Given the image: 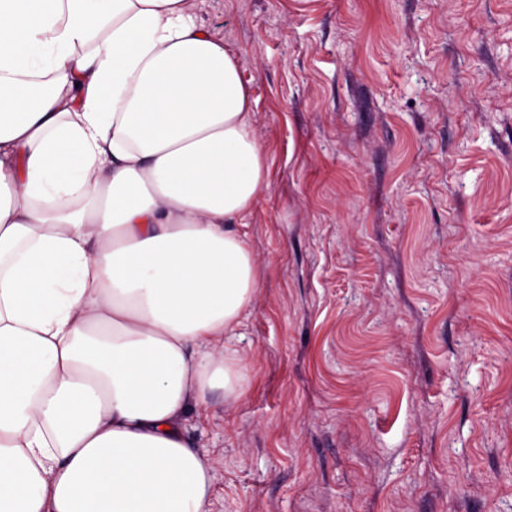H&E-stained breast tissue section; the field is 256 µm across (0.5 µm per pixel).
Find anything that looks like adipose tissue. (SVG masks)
<instances>
[{
  "label": "adipose tissue",
  "instance_id": "adipose-tissue-1",
  "mask_svg": "<svg viewBox=\"0 0 512 512\" xmlns=\"http://www.w3.org/2000/svg\"><path fill=\"white\" fill-rule=\"evenodd\" d=\"M196 0H0V512H211L267 175Z\"/></svg>",
  "mask_w": 512,
  "mask_h": 512
}]
</instances>
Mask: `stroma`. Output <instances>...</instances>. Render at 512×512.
Instances as JSON below:
<instances>
[{"instance_id": "obj_1", "label": "stroma", "mask_w": 512, "mask_h": 512, "mask_svg": "<svg viewBox=\"0 0 512 512\" xmlns=\"http://www.w3.org/2000/svg\"><path fill=\"white\" fill-rule=\"evenodd\" d=\"M269 173L212 512H512V0H200Z\"/></svg>"}]
</instances>
